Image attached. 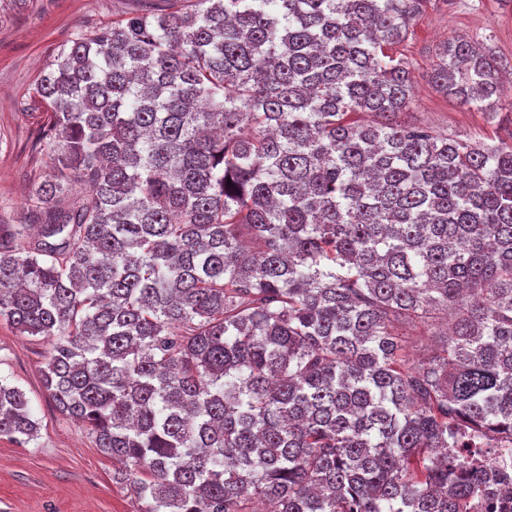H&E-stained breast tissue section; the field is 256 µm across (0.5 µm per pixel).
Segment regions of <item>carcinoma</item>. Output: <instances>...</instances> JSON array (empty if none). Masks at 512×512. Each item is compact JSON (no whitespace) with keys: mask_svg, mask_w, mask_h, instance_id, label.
Returning <instances> with one entry per match:
<instances>
[{"mask_svg":"<svg viewBox=\"0 0 512 512\" xmlns=\"http://www.w3.org/2000/svg\"><path fill=\"white\" fill-rule=\"evenodd\" d=\"M428 2L167 0L74 31L38 83L54 174L0 235V319L52 342L46 392L139 512L506 494L448 449L512 440V142L396 121L388 50ZM437 56V91L498 114L491 49ZM448 310L412 363L398 329ZM38 429L0 381V435Z\"/></svg>","mask_w":512,"mask_h":512,"instance_id":"obj_1","label":"carcinoma"}]
</instances>
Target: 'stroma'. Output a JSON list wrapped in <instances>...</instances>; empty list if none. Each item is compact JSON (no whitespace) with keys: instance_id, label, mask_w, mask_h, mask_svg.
<instances>
[{"instance_id":"obj_1","label":"stroma","mask_w":512,"mask_h":512,"mask_svg":"<svg viewBox=\"0 0 512 512\" xmlns=\"http://www.w3.org/2000/svg\"><path fill=\"white\" fill-rule=\"evenodd\" d=\"M140 0H0V229L23 223L29 192L52 172L47 150L34 148L48 107L41 78L77 28L111 24L141 9ZM463 38L512 64V0H431L408 38L396 46L414 83V101L400 123L461 142L494 143L496 124L434 90L438 46ZM52 348L0 321V379L25 391L37 440L0 436V512H138L128 481L96 448L84 424L62 415L42 385Z\"/></svg>"}]
</instances>
